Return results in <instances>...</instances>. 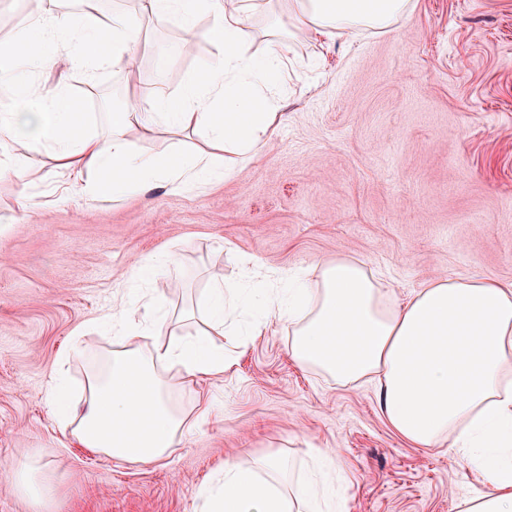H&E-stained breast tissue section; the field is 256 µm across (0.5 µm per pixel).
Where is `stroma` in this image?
<instances>
[{
    "label": "stroma",
    "mask_w": 512,
    "mask_h": 512,
    "mask_svg": "<svg viewBox=\"0 0 512 512\" xmlns=\"http://www.w3.org/2000/svg\"><path fill=\"white\" fill-rule=\"evenodd\" d=\"M288 41L286 119L224 184L87 203L46 155L25 178L0 176V512H31L12 473L34 452L57 466L60 512H201L200 487L243 449L285 450L299 475L317 449H335L344 512H458L473 494L447 448L412 447L388 425L373 384L300 368L275 319L244 337L223 374L177 382V403L206 395L213 409L165 461L59 445L47 381L63 375L82 394L113 349L112 306L135 262L162 248L182 263L146 289L172 313L198 310L212 275L235 287L248 259L284 278L350 256L401 297L443 275L512 281V0H412L383 32L325 40L292 27ZM180 42L146 18L134 73L105 66L90 81L62 59L44 82L80 98L103 134L110 112L176 95L214 57L209 43L186 54ZM159 45L173 55L161 81ZM80 326L85 350L66 355Z\"/></svg>",
    "instance_id": "obj_1"
}]
</instances>
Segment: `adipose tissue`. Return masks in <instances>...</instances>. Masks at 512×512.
<instances>
[{
	"instance_id": "adipose-tissue-1",
	"label": "adipose tissue",
	"mask_w": 512,
	"mask_h": 512,
	"mask_svg": "<svg viewBox=\"0 0 512 512\" xmlns=\"http://www.w3.org/2000/svg\"><path fill=\"white\" fill-rule=\"evenodd\" d=\"M288 16L320 37L360 29L382 31L403 15L409 0H275ZM256 0H137L135 12L100 16L99 0H81L64 13L48 0H27V21L0 40V83L20 69L33 72L0 103V172L23 175L33 156L46 154L89 202L163 184L173 192L224 182L268 146L281 125L276 108L289 78L291 48L272 29L264 53L251 52ZM143 17L165 21L184 34V47L206 41L217 50L203 76L189 79L177 98L146 95L113 111L106 136L88 133L82 101L51 92L41 76L56 65L61 47L71 69L97 63L134 71ZM203 133L192 157L137 151V133ZM252 282L237 288L214 279L211 314L197 339L183 338L169 318L138 320L152 301L132 295L112 309L121 335L105 370L88 379L87 394L60 400L51 379L46 401L61 434L81 447L132 464L166 460L171 448L211 412L208 398L193 408L177 404L167 380L224 371L217 336L225 320L253 315L292 328L289 351L302 368L343 385L375 383L389 426L418 448H447L483 492L462 500L460 512H512V283L483 278H441L398 297L382 287L359 259L318 261L271 287L261 306ZM334 449H317L313 468L296 484L288 462L267 451L252 462L225 461L200 496L206 512H335ZM55 466L38 457L14 470L16 491L36 501L55 489Z\"/></svg>"
}]
</instances>
